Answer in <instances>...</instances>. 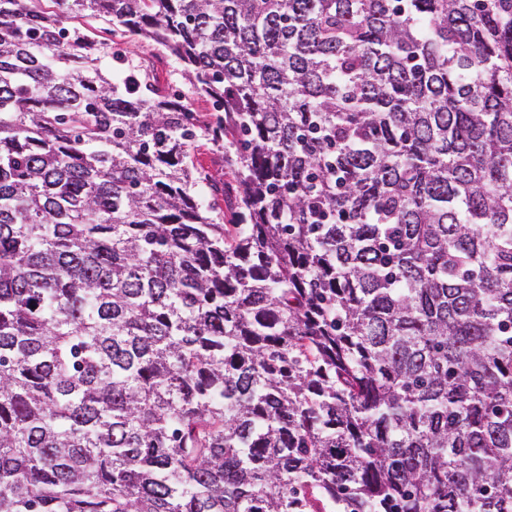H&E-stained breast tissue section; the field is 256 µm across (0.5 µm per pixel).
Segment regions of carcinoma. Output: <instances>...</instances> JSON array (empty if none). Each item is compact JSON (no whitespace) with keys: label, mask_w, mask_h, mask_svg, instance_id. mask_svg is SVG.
I'll return each mask as SVG.
<instances>
[{"label":"carcinoma","mask_w":512,"mask_h":512,"mask_svg":"<svg viewBox=\"0 0 512 512\" xmlns=\"http://www.w3.org/2000/svg\"><path fill=\"white\" fill-rule=\"evenodd\" d=\"M0 512H512V0H0ZM84 25H92L100 39L112 45V51L122 54L132 64L143 68L151 81L169 90L202 126L215 121V112L206 98L198 95L193 85L181 73L178 61L149 39L131 36L94 19L80 20ZM106 28V29H103ZM179 66H178V64ZM197 170L203 177L206 207L212 208L208 215L221 224H248L237 219L241 188L233 168L224 160V149L218 148L211 140L201 138L192 150ZM211 210V209H210Z\"/></svg>","instance_id":"carcinoma-1"}]
</instances>
